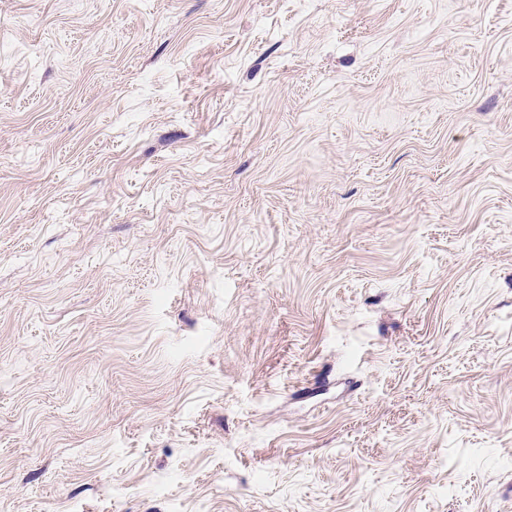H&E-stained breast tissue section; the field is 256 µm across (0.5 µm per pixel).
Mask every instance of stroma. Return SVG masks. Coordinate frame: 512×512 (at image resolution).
Here are the masks:
<instances>
[{
    "mask_svg": "<svg viewBox=\"0 0 512 512\" xmlns=\"http://www.w3.org/2000/svg\"><path fill=\"white\" fill-rule=\"evenodd\" d=\"M0 512H512V0H0Z\"/></svg>",
    "mask_w": 512,
    "mask_h": 512,
    "instance_id": "1",
    "label": "stroma"
}]
</instances>
